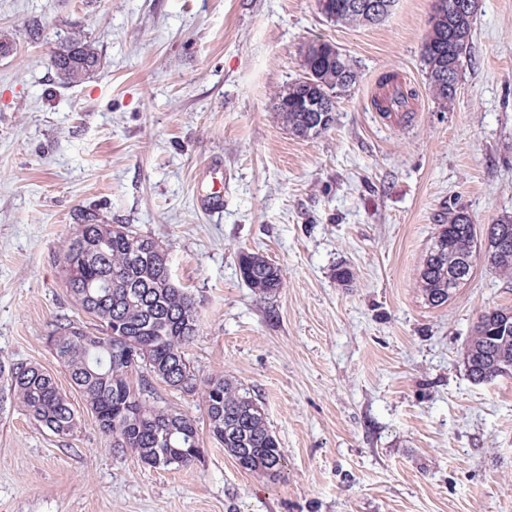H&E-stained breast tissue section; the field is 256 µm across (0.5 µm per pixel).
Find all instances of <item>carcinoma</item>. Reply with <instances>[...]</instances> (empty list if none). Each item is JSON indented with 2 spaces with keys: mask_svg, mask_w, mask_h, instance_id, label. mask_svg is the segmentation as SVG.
<instances>
[{
  "mask_svg": "<svg viewBox=\"0 0 512 512\" xmlns=\"http://www.w3.org/2000/svg\"><path fill=\"white\" fill-rule=\"evenodd\" d=\"M337 23L361 26L381 20L351 0H329ZM478 0H433L430 30L422 47L429 87L443 106L454 101L463 59L470 51ZM311 44L303 62L320 58L313 73L297 78L276 94L274 110L292 135L309 139L330 128L338 93L356 83V73L342 53ZM102 56L88 40L74 36L51 58L60 83L78 85L92 78ZM391 92L375 101L381 112H400L413 93L386 76ZM62 252L65 288L76 307L98 323L97 332L63 319L47 337L53 355L83 398L111 449H124L153 468L190 467L204 453L195 418L152 399L153 382L175 391L201 392L209 437L243 470L274 482L284 457L258 400L240 383L224 376L201 378L187 357L198 335L195 300L174 283L166 251L157 240L128 224H104L93 213L78 217ZM420 272V291L432 307L448 303L473 272V258L484 249L490 267L512 275V215L488 228L478 243L476 225L463 210H448ZM240 280L267 295L282 287L281 269L253 252L238 255ZM469 377L488 382L512 374V309L481 314L466 344ZM23 408L39 426L59 438L79 425L73 404L54 377L32 363L0 360V411Z\"/></svg>",
  "mask_w": 512,
  "mask_h": 512,
  "instance_id": "carcinoma-1",
  "label": "carcinoma"
}]
</instances>
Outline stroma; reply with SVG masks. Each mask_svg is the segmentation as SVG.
I'll use <instances>...</instances> for the list:
<instances>
[{"label": "stroma", "instance_id": "obj_1", "mask_svg": "<svg viewBox=\"0 0 512 512\" xmlns=\"http://www.w3.org/2000/svg\"><path fill=\"white\" fill-rule=\"evenodd\" d=\"M431 4L347 26L316 0H0V357L51 373L80 418L61 439L0 414V512H512V375L475 383L464 358L479 316L512 307V277L479 252L448 304L419 290L448 208L481 231L512 213V0H479L448 109L421 56ZM77 33L104 67L65 86L50 56ZM322 41L357 82L301 139L275 94ZM386 75L414 90L406 115L376 109ZM211 167L216 215L197 194ZM82 211L166 249L199 315L188 356L258 399L278 481L211 442L180 469L112 454L46 342L84 318L60 265ZM243 250L282 288H248ZM237 266L240 280L259 294L267 295L282 287L281 269L263 255L241 251Z\"/></svg>", "mask_w": 512, "mask_h": 512}]
</instances>
